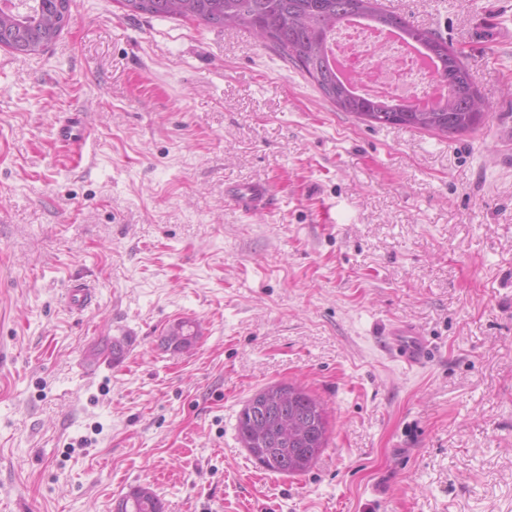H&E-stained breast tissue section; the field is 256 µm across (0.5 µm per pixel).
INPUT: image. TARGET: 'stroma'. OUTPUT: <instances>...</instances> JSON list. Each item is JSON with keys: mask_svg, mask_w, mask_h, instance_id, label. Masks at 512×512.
Instances as JSON below:
<instances>
[{"mask_svg": "<svg viewBox=\"0 0 512 512\" xmlns=\"http://www.w3.org/2000/svg\"><path fill=\"white\" fill-rule=\"evenodd\" d=\"M383 2L461 51L476 131L362 122L250 31L117 0L0 49V512L137 487L164 512H512V0ZM254 181L273 210L225 197ZM181 321L199 340L165 347ZM395 321L432 342L423 368L382 351ZM288 382L329 421L299 475L237 435Z\"/></svg>", "mask_w": 512, "mask_h": 512, "instance_id": "obj_1", "label": "stroma"}]
</instances>
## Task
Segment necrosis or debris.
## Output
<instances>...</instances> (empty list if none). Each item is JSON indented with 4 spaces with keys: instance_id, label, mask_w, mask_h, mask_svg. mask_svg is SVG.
Returning a JSON list of instances; mask_svg holds the SVG:
<instances>
[{
    "instance_id": "1",
    "label": "necrosis or debris",
    "mask_w": 512,
    "mask_h": 512,
    "mask_svg": "<svg viewBox=\"0 0 512 512\" xmlns=\"http://www.w3.org/2000/svg\"><path fill=\"white\" fill-rule=\"evenodd\" d=\"M329 52L344 74L363 75L357 91L392 103L430 104L448 94L421 52L384 28L354 18L337 26Z\"/></svg>"
}]
</instances>
